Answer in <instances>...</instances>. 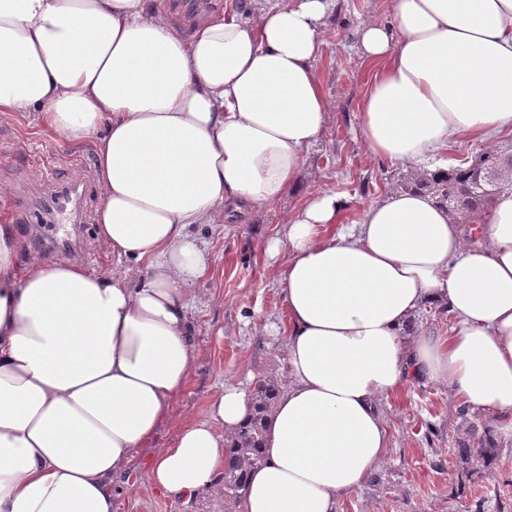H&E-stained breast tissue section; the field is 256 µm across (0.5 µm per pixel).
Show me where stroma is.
Instances as JSON below:
<instances>
[{"label": "stroma", "mask_w": 512, "mask_h": 512, "mask_svg": "<svg viewBox=\"0 0 512 512\" xmlns=\"http://www.w3.org/2000/svg\"><path fill=\"white\" fill-rule=\"evenodd\" d=\"M393 0H336L333 20L323 32V53L316 70L333 103L323 139L309 153L299 192L287 194L246 222L198 225L193 236L211 256L209 275L194 284L190 318L199 356L190 378L177 395L161 426L155 447L167 446L186 423L209 419V407L225 383L245 381L247 373L284 383V342L266 336L265 322L286 329L287 318L273 271L259 252L260 243L281 234L286 215L313 194L333 190L346 194L340 223L359 221L366 205L395 190L406 166L372 156L359 131V104L372 74L358 61L355 31L360 23H390ZM83 186L79 206H65L52 221L59 238L79 232V247L56 246V255L89 270H114L118 264L95 239L102 193L94 143H65L41 125L31 112H0V185L9 196L28 201L32 213L62 185ZM460 403L444 384L408 385L381 401L390 431V451L378 469L381 483L367 482L339 501L337 512H463L456 472L450 463L456 437L467 420L488 421L483 411L458 413ZM116 512H224L217 490L186 504L163 495L127 472L113 488Z\"/></svg>", "instance_id": "35a3bbf8"}]
</instances>
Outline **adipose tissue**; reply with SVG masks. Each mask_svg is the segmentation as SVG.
Listing matches in <instances>:
<instances>
[{
  "mask_svg": "<svg viewBox=\"0 0 512 512\" xmlns=\"http://www.w3.org/2000/svg\"><path fill=\"white\" fill-rule=\"evenodd\" d=\"M182 34L154 0H0V112H35L96 145L98 243L136 280L24 256L0 224V512H115L112 481L143 478L191 502L224 471L251 411L228 383L209 420L150 449L199 349L191 285L209 270L196 225L265 209L300 186L332 109L315 63L334 0H255ZM358 57L370 152L418 166L450 143L512 134V0H394ZM323 191L263 245L288 312L284 391L241 512H336L387 457L381 397L446 384L512 434V195L450 220L431 197L389 192L338 225ZM446 306L447 335H406Z\"/></svg>",
  "mask_w": 512,
  "mask_h": 512,
  "instance_id": "1",
  "label": "adipose tissue"
}]
</instances>
